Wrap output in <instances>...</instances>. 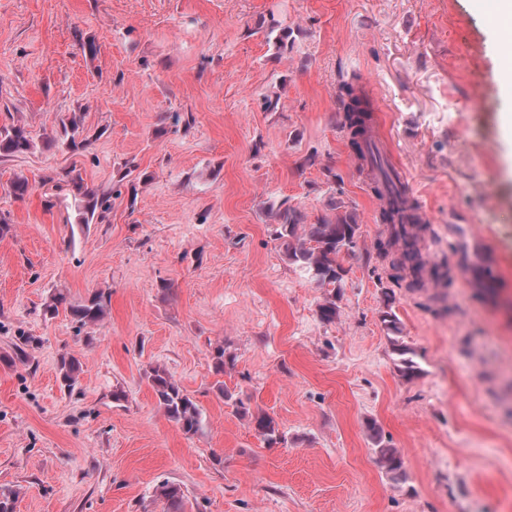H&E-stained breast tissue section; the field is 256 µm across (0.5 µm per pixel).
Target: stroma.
Returning a JSON list of instances; mask_svg holds the SVG:
<instances>
[{"mask_svg": "<svg viewBox=\"0 0 512 512\" xmlns=\"http://www.w3.org/2000/svg\"><path fill=\"white\" fill-rule=\"evenodd\" d=\"M493 12L0 0V129L32 138L0 154V490H18L13 512H162L167 481L187 512H512V91ZM347 81L427 214L421 287L391 278L401 246L343 126ZM86 189L105 200L87 224ZM334 201L360 235L327 323L325 288L286 259L269 213L284 203L315 224ZM99 289L112 295L98 325L46 311L56 292ZM219 346L234 358L220 375ZM21 352L26 364H6ZM64 356L81 362L71 390ZM156 364L196 400L198 434L165 416L145 377ZM221 385L272 416L283 444L266 447ZM370 422L400 450L402 480L378 466Z\"/></svg>", "mask_w": 512, "mask_h": 512, "instance_id": "1", "label": "stroma"}]
</instances>
